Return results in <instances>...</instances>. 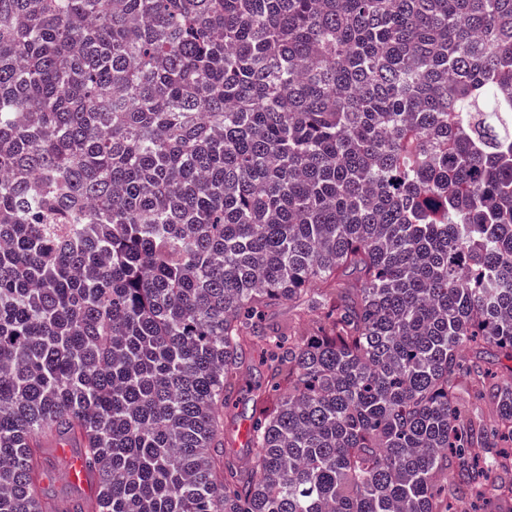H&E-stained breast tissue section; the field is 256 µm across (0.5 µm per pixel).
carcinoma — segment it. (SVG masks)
<instances>
[{"instance_id": "cac0c4a2", "label": "carcinoma", "mask_w": 512, "mask_h": 512, "mask_svg": "<svg viewBox=\"0 0 512 512\" xmlns=\"http://www.w3.org/2000/svg\"><path fill=\"white\" fill-rule=\"evenodd\" d=\"M506 446L512 0H0V512H512ZM77 452L76 448H69V451L62 453L59 448L51 451V456L54 462V469L56 474L52 480H45L44 488L48 495L56 498H90L95 495L96 485L93 481H86L85 479L79 482H69L65 480V475L62 472L68 466L72 458L75 457Z\"/></svg>"}]
</instances>
